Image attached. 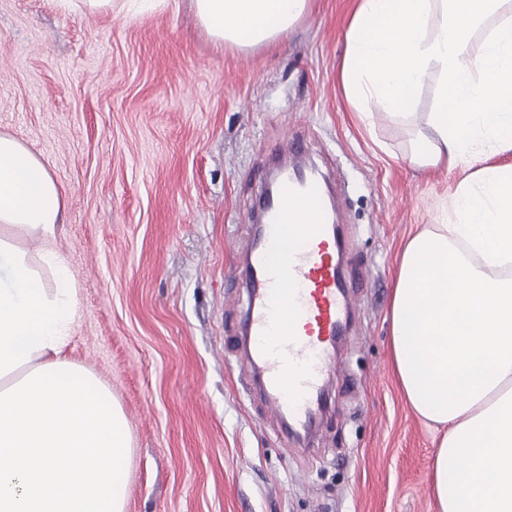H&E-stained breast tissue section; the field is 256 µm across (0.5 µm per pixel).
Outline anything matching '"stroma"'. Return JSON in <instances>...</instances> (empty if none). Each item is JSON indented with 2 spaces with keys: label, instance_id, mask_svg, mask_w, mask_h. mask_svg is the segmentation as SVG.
<instances>
[{
  "label": "stroma",
  "instance_id": "35a3bbf8",
  "mask_svg": "<svg viewBox=\"0 0 512 512\" xmlns=\"http://www.w3.org/2000/svg\"><path fill=\"white\" fill-rule=\"evenodd\" d=\"M358 2L312 0L286 36L219 50L192 0H0V132L64 191L51 248L79 288L66 352L126 417L124 512H436L434 434L392 371L390 305L404 244L453 222L470 172L413 165L418 122L352 111L340 67ZM288 136L341 190L356 305L296 455L224 311Z\"/></svg>",
  "mask_w": 512,
  "mask_h": 512
}]
</instances>
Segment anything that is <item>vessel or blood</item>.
Returning <instances> with one entry per match:
<instances>
[{
	"label": "vessel or blood",
	"mask_w": 512,
	"mask_h": 512,
	"mask_svg": "<svg viewBox=\"0 0 512 512\" xmlns=\"http://www.w3.org/2000/svg\"><path fill=\"white\" fill-rule=\"evenodd\" d=\"M291 169L276 194L262 193L255 212L259 233L245 258L242 347L265 394L266 409L300 426L320 409L324 378L336 368V343L352 307L340 272L341 238L321 184L302 182ZM308 199V210L292 200ZM307 223L289 243L286 225Z\"/></svg>",
	"instance_id": "obj_1"
}]
</instances>
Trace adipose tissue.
Returning a JSON list of instances; mask_svg holds the SVG:
<instances>
[{
  "mask_svg": "<svg viewBox=\"0 0 512 512\" xmlns=\"http://www.w3.org/2000/svg\"><path fill=\"white\" fill-rule=\"evenodd\" d=\"M194 3L218 46L276 40L309 9V0ZM431 77L435 103L420 117ZM341 79L362 115L422 119L414 163L476 171L454 222L403 247L391 363L408 404L443 429L430 474L439 512H512V166L483 165L479 149L512 151V0H360ZM63 208L40 157L0 133V512L124 509L125 417L65 352L76 318L65 258L46 251L51 288L31 259V247L54 239Z\"/></svg>",
  "mask_w": 512,
  "mask_h": 512,
  "instance_id": "adipose-tissue-1",
  "label": "adipose tissue"
}]
</instances>
